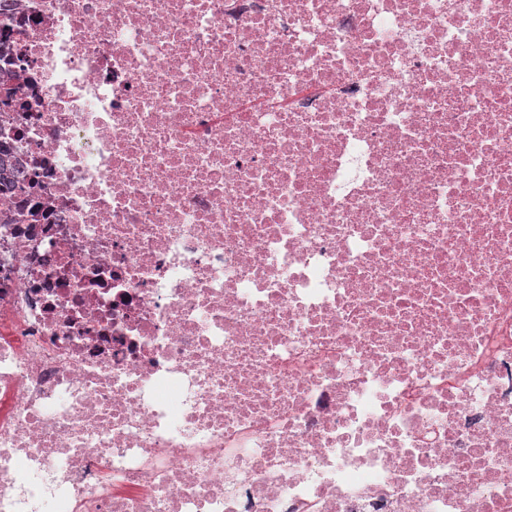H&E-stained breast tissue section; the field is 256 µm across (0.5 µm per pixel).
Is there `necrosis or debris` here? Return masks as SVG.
Returning a JSON list of instances; mask_svg holds the SVG:
<instances>
[{"mask_svg": "<svg viewBox=\"0 0 512 512\" xmlns=\"http://www.w3.org/2000/svg\"><path fill=\"white\" fill-rule=\"evenodd\" d=\"M0 512H512V0H0ZM20 180L16 160L8 145L0 144V192H10Z\"/></svg>", "mask_w": 512, "mask_h": 512, "instance_id": "obj_1", "label": "necrosis or debris"}]
</instances>
